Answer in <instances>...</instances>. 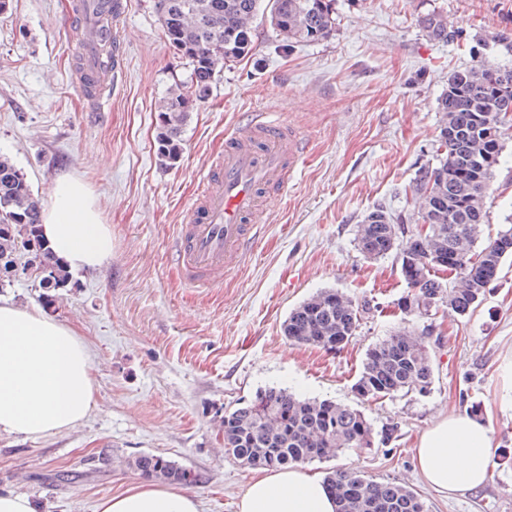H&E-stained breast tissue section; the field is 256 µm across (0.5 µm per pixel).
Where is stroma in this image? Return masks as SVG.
Instances as JSON below:
<instances>
[{
	"mask_svg": "<svg viewBox=\"0 0 512 512\" xmlns=\"http://www.w3.org/2000/svg\"><path fill=\"white\" fill-rule=\"evenodd\" d=\"M66 0H9L0 13V155L49 204L58 178H81L112 227V259L73 276L47 298L23 276L0 297L40 309L87 345L96 405L74 427L37 437L0 434V492L29 495L40 512H98L99 502L140 483L131 462L150 453L197 476L202 512H238L253 474L224 452L219 419L257 392L283 387L361 411L390 444L304 463L412 488L428 512H512V465L494 466L477 491L442 495L415 468L421 435L440 417L478 406L495 448L512 449L499 366L512 357V258L481 303L460 315L399 309L408 288L398 252L366 258L357 227L376 208L403 233L418 222L411 201L420 171L437 163V99L451 74L485 60L512 64V0H336V25L315 43L285 48L268 15L254 22L256 49L226 63L191 112L180 160L154 147L156 106L190 66L170 46L153 0H127L113 23L123 63L105 111L86 107L73 83L76 29ZM457 37L430 40L428 13ZM272 110L306 135L288 193L268 201L269 222L251 258L217 288L181 281L172 244L183 212L224 130L245 112ZM512 226V137L495 169L483 237ZM336 289L362 305L344 348L327 351L281 332L289 312ZM414 334L433 370L429 393L373 402L352 386L367 350Z\"/></svg>",
	"mask_w": 512,
	"mask_h": 512,
	"instance_id": "1",
	"label": "stroma"
}]
</instances>
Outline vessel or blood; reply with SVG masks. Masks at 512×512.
<instances>
[{
    "mask_svg": "<svg viewBox=\"0 0 512 512\" xmlns=\"http://www.w3.org/2000/svg\"><path fill=\"white\" fill-rule=\"evenodd\" d=\"M66 20L80 26L76 81L92 109L112 86L111 74L99 69L98 52L100 32L115 17L107 0H72ZM302 154L300 132L273 112L254 114L225 133L224 150L213 157L175 240L186 285L219 287L246 261L268 221V201L287 192Z\"/></svg>",
    "mask_w": 512,
    "mask_h": 512,
    "instance_id": "obj_1",
    "label": "vessel or blood"
}]
</instances>
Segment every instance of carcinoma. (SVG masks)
<instances>
[{"label":"carcinoma","mask_w":512,"mask_h":512,"mask_svg":"<svg viewBox=\"0 0 512 512\" xmlns=\"http://www.w3.org/2000/svg\"><path fill=\"white\" fill-rule=\"evenodd\" d=\"M263 0H154L169 43L191 66L190 86H176L156 107L154 147L160 161L172 166L182 154L183 133L190 113L209 92L224 63L255 50L253 22ZM270 24L289 44L317 42L336 25L335 0H270ZM428 37L446 41L448 18L432 13L422 20ZM114 50L102 33L99 67L110 71ZM442 120L437 139L438 164L419 174L411 198L418 201V220L429 224L426 235L415 231L398 241L392 215L378 208L358 225V247L369 259L396 250L402 276L410 288L403 300L425 298L448 304L465 315L497 281L503 261L512 257V227L476 249L487 217L486 199L506 135L512 128V68L488 61L458 70L437 99ZM42 207L24 174L0 155V286L16 278L15 261L29 246L40 271L39 286L58 291L71 284L67 268L45 247L38 234ZM456 255L459 269L444 283L443 269L427 254ZM359 306L334 289L317 293L295 307L282 324L283 335L299 344L336 350V340L356 335ZM432 369L425 352L403 334L390 336L366 353L353 391L363 401L403 393L430 392ZM224 448L236 462L262 469L297 466L330 457L345 448L374 444L363 413L329 400L302 399L285 388L259 392L221 417ZM132 466L147 478L190 485L196 475L171 460L142 454ZM338 503L337 512H426L417 494L398 482L377 480L338 469L326 478Z\"/></svg>","instance_id":"obj_1"}]
</instances>
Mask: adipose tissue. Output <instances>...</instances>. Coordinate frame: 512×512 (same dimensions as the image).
Segmentation results:
<instances>
[{"instance_id": "1", "label": "adipose tissue", "mask_w": 512, "mask_h": 512, "mask_svg": "<svg viewBox=\"0 0 512 512\" xmlns=\"http://www.w3.org/2000/svg\"><path fill=\"white\" fill-rule=\"evenodd\" d=\"M40 234L69 270H97L112 258V229L80 178L57 180ZM94 387L87 346L71 326L0 302V432L32 437L72 427L91 412ZM493 456L489 426L455 412L425 431L415 465L436 491L448 494L484 487ZM98 510L201 512V503L181 489L141 483L103 499ZM239 512H336V500L319 476L294 466L255 476Z\"/></svg>"}]
</instances>
